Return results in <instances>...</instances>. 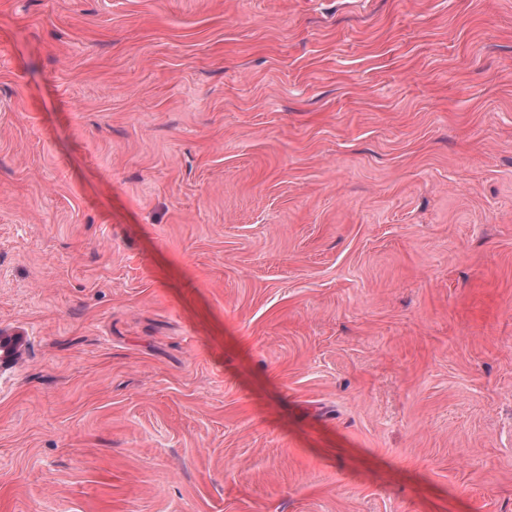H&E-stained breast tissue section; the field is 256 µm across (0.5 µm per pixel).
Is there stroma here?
<instances>
[{
  "label": "stroma",
  "instance_id": "1",
  "mask_svg": "<svg viewBox=\"0 0 512 512\" xmlns=\"http://www.w3.org/2000/svg\"><path fill=\"white\" fill-rule=\"evenodd\" d=\"M0 512H512V0H0Z\"/></svg>",
  "mask_w": 512,
  "mask_h": 512
}]
</instances>
